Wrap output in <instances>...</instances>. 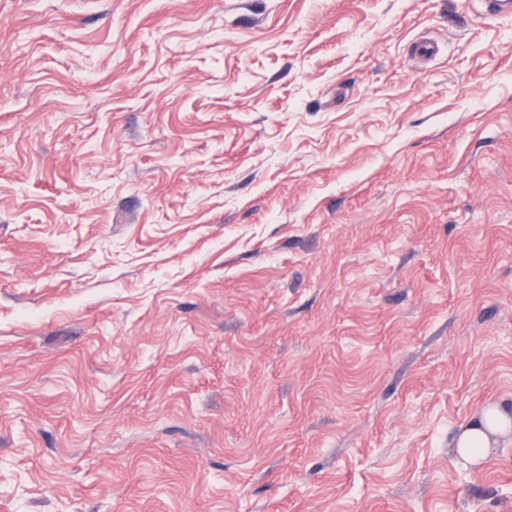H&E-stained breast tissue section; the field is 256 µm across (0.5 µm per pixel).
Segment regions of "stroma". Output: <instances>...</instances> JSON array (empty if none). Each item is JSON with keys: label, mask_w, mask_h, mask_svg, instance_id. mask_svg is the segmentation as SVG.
Segmentation results:
<instances>
[{"label": "stroma", "mask_w": 512, "mask_h": 512, "mask_svg": "<svg viewBox=\"0 0 512 512\" xmlns=\"http://www.w3.org/2000/svg\"><path fill=\"white\" fill-rule=\"evenodd\" d=\"M494 404L512 19L0 0V512H512ZM508 412L495 407L463 427L455 443L458 455L466 459L478 457L490 447L488 432L494 433L508 425Z\"/></svg>", "instance_id": "obj_1"}]
</instances>
